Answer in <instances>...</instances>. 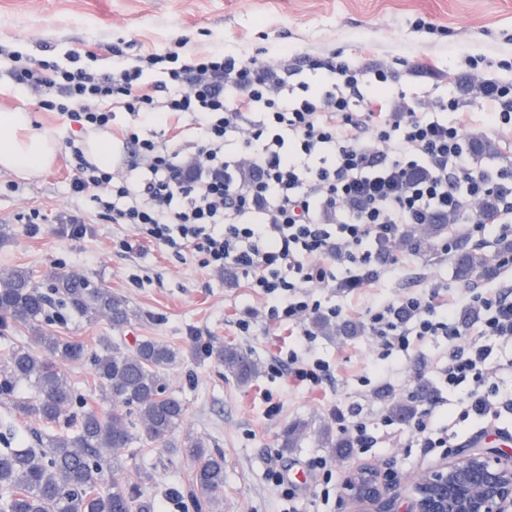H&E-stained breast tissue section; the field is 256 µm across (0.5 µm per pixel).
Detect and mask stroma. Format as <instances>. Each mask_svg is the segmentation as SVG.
Returning a JSON list of instances; mask_svg holds the SVG:
<instances>
[{
    "label": "stroma",
    "instance_id": "stroma-1",
    "mask_svg": "<svg viewBox=\"0 0 512 512\" xmlns=\"http://www.w3.org/2000/svg\"><path fill=\"white\" fill-rule=\"evenodd\" d=\"M420 19L431 22L432 30L417 27ZM182 38L189 54L226 48L273 68L283 59L294 60L297 80L313 86L325 80L309 67L316 57L338 53L357 69L387 68L394 78L381 102L386 109L403 97L417 111L432 112L448 95L461 96L470 105L465 136H482L498 148L497 154L477 160V167L512 166V132L490 125L473 92L485 78L512 82V66H501L505 60L512 63V0H0V42L23 57L46 55L66 68L78 64L106 73L112 69V44L123 43L134 60L174 47ZM17 106L31 112L37 131L51 132L63 143L82 136L77 123L38 109L34 94L16 88L1 63L0 113ZM69 156L63 146L51 168L27 179L0 173V269L23 267L38 281L50 270L77 273L123 297L135 312L120 331L107 321L89 324L66 312L65 335L128 347L151 336L182 350L181 362L165 372L164 381L187 406L184 429L205 436L224 455L223 512H284L286 504L268 478L272 469L286 471L295 485L297 512H358L345 488L357 468L390 474L388 494L397 512H406L413 482L451 454L490 448L501 460L512 459V414L474 421L465 414L464 389L442 388L437 366L451 349L444 338L414 343L398 358V376L384 380L371 374L378 352L371 334L320 333L313 355L332 368L321 388L271 377L270 359L287 352L295 338L287 325L261 316L260 298L235 270L217 272L163 247H136L131 227L92 214L84 236L60 232L55 217L73 207L64 194L72 174ZM32 208L48 217L35 230L20 220ZM122 239L127 248L119 247ZM432 284L441 287L440 305L467 289L456 281L448 255L414 250L402 271L359 288H321L317 295L325 305L341 306L343 320L362 324L376 299H399ZM241 318L249 319V332L238 329ZM226 342L248 349L257 361L259 372L250 384L226 379L208 356L209 348ZM423 381L442 397L447 447L411 445V422L389 415L391 403L410 402ZM272 402L279 410L271 415ZM357 408L370 420L371 446L350 449L343 457L322 447L316 431L325 424L337 437L351 439V429L338 417ZM298 421L309 424L310 434L296 447H283V430ZM318 458L327 461V472L313 470ZM148 460L155 465L151 480L128 470L125 481L139 486L160 512H178L168 502V491L185 482L194 462L158 448Z\"/></svg>",
    "mask_w": 512,
    "mask_h": 512
}]
</instances>
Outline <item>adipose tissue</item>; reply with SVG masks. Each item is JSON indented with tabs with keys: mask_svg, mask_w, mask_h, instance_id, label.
<instances>
[{
	"mask_svg": "<svg viewBox=\"0 0 512 512\" xmlns=\"http://www.w3.org/2000/svg\"><path fill=\"white\" fill-rule=\"evenodd\" d=\"M59 149L54 135L33 130L29 112L17 108L0 113V171L30 177L50 168Z\"/></svg>",
	"mask_w": 512,
	"mask_h": 512,
	"instance_id": "1",
	"label": "adipose tissue"
}]
</instances>
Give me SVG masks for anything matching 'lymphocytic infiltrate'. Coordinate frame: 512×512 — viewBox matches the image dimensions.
Listing matches in <instances>:
<instances>
[{"mask_svg": "<svg viewBox=\"0 0 512 512\" xmlns=\"http://www.w3.org/2000/svg\"><path fill=\"white\" fill-rule=\"evenodd\" d=\"M112 70L62 69L50 58L28 61L0 45L11 58L9 75L24 90L39 92L40 109L65 116L85 129L109 127L106 102L121 105L141 124L159 114L188 115L202 129L201 142L188 147L126 132L129 174L91 162L75 140H68L72 176L68 196L91 203L99 220L126 224L140 242L175 254L200 256L216 271L233 266L260 297L268 318L298 326L287 357H273L272 377L321 386L331 375L328 362L312 357L314 334L306 318L340 317L323 307L314 290L337 278L357 288L377 279L370 244L398 242L409 224H429L436 216H461L462 199L500 195L493 223L512 227V167L489 172L476 167L462 133L466 104L440 101L443 118L374 111L390 75L365 77L338 55L312 60L313 69L336 78L327 87L290 85L257 62L212 52L182 55L167 50L128 64L112 45ZM167 76L163 92H141L144 70ZM243 96L229 100L228 91ZM242 139L247 163L224 152L228 138ZM331 152L330 163L310 167L305 159ZM437 287L398 300L383 298L368 311V323L381 352L373 365L378 377L395 375L391 356L408 351L412 339L445 336L453 346L440 369L444 387L470 382V413L512 414V392L491 383L484 369L496 342L512 340V296L503 290L471 291L465 297L482 319L477 339L463 341L452 308L435 310Z\"/></svg>", "mask_w": 512, "mask_h": 512, "instance_id": "1", "label": "lymphocytic infiltrate"}]
</instances>
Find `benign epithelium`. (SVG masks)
<instances>
[{"instance_id":"1","label":"benign epithelium","mask_w":512,"mask_h":512,"mask_svg":"<svg viewBox=\"0 0 512 512\" xmlns=\"http://www.w3.org/2000/svg\"><path fill=\"white\" fill-rule=\"evenodd\" d=\"M387 485L385 477L364 469L346 481L349 497L375 512H394L385 500ZM407 512H512V464L480 448L457 453L414 482Z\"/></svg>"}]
</instances>
